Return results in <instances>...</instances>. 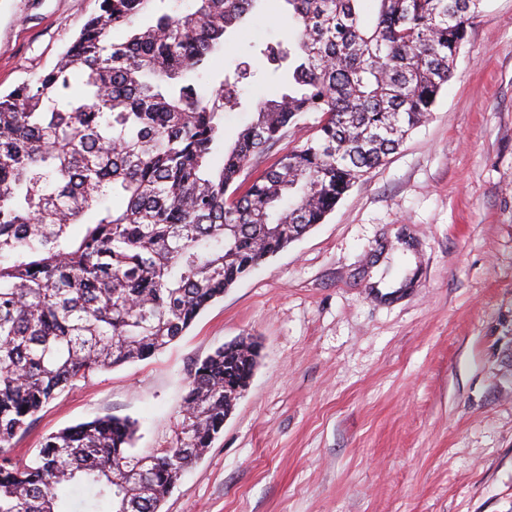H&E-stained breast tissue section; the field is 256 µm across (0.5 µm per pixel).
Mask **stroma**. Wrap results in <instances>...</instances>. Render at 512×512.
<instances>
[{
    "label": "stroma",
    "instance_id": "35a3bbf8",
    "mask_svg": "<svg viewBox=\"0 0 512 512\" xmlns=\"http://www.w3.org/2000/svg\"><path fill=\"white\" fill-rule=\"evenodd\" d=\"M98 0H0V93L35 81ZM279 0L233 33L199 84L247 70L233 143L287 41ZM250 338L248 388L159 512H512V0H484L424 124L309 232L152 358L51 401L5 456L110 414L164 447L186 382Z\"/></svg>",
    "mask_w": 512,
    "mask_h": 512
}]
</instances>
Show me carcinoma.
<instances>
[{
    "label": "carcinoma",
    "instance_id": "carcinoma-1",
    "mask_svg": "<svg viewBox=\"0 0 512 512\" xmlns=\"http://www.w3.org/2000/svg\"><path fill=\"white\" fill-rule=\"evenodd\" d=\"M99 2L50 70L0 96V452L75 382L166 348L322 223L430 115L483 0H373L369 20L361 0H283L288 47L260 50L280 82L217 167L240 98L197 79L261 0ZM308 114L305 141L238 192ZM256 357L242 339L197 362L179 431L149 455L130 452L136 421L105 415L46 437L27 464L1 458L0 512H159Z\"/></svg>",
    "mask_w": 512,
    "mask_h": 512
}]
</instances>
